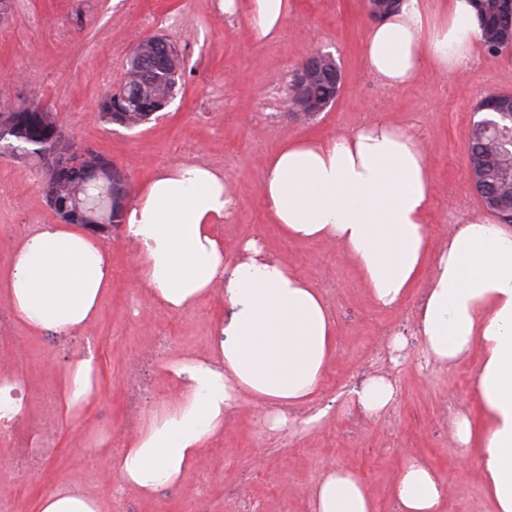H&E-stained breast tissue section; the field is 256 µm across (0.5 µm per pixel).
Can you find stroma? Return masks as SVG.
<instances>
[{
    "label": "stroma",
    "instance_id": "1",
    "mask_svg": "<svg viewBox=\"0 0 512 512\" xmlns=\"http://www.w3.org/2000/svg\"><path fill=\"white\" fill-rule=\"evenodd\" d=\"M282 35L254 44L244 17L229 18L218 0H15L0 27V105L34 100L51 111L74 143L124 168L136 195L158 168L186 161L224 173L236 204L220 231L227 259L254 239L308 278L331 307L336 353L312 406L290 408L288 429L269 432L250 396H241L224 430L175 485L143 497L114 495L116 456L151 415L172 406L177 391L165 370L150 376L146 410L128 420V369L172 336V353H208L217 301L209 297L174 313L153 305L120 231L107 237L112 287L89 328L71 336H36L0 300V366L27 381L18 432L0 434V461H22L18 477L0 480V512H40L61 482L93 499L99 512H312V489L328 471L359 476L375 512H399L392 486L411 459L432 468L447 488V512H494L475 456L458 448L453 415L475 404L476 363L422 367L417 309L429 286L421 278L398 307L378 306L357 263L332 242H298L269 223L259 175L281 141L338 136L377 115L424 143L433 173L428 232L447 239L456 224L485 209L469 179L468 139L475 107L487 92L512 93V52L478 51L466 73L426 68L408 86L389 89L364 62V0H290ZM159 35L179 49L181 87L156 120L134 130L103 123L97 102L122 82L127 58ZM332 52L341 90L316 118L298 120L286 95L292 71L316 51ZM34 160L0 155V270L15 243L59 217ZM97 358L95 395L77 420L63 418L62 373L85 344ZM384 374L395 401L379 413L354 391ZM326 409L321 424L303 420Z\"/></svg>",
    "mask_w": 512,
    "mask_h": 512
}]
</instances>
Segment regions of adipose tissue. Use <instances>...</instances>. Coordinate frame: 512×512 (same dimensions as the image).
<instances>
[{
    "instance_id": "obj_1",
    "label": "adipose tissue",
    "mask_w": 512,
    "mask_h": 512,
    "mask_svg": "<svg viewBox=\"0 0 512 512\" xmlns=\"http://www.w3.org/2000/svg\"><path fill=\"white\" fill-rule=\"evenodd\" d=\"M219 8L245 16L258 45L281 35L289 13L288 0H220ZM480 44L474 0H449L438 15L423 0H403L367 27L365 62L384 86L402 88L429 66L465 70ZM259 182L271 223L294 240L345 247L380 306L401 304L432 265L417 314L422 357L448 369L479 351L480 413L458 414L454 437L464 450H477L496 512H512V226L474 216L430 253L426 148L381 118L341 136L279 144ZM234 203L222 172L186 162L155 172L126 206L122 232L151 298L181 312L220 286L226 311L209 356L184 352L168 363L177 402L153 416L114 462L122 485L146 496L177 483L195 464L239 395L255 399L265 425L287 426L289 407L313 402L336 351L332 313L306 278L254 241L226 262L215 227ZM111 283L102 240L73 224H49L19 242L0 290L29 331L72 334L96 317ZM96 367L90 351L68 365V416L92 398ZM393 495L400 512H445V485L417 460L404 466ZM312 509L374 512V505L356 474L337 469L316 484Z\"/></svg>"
}]
</instances>
